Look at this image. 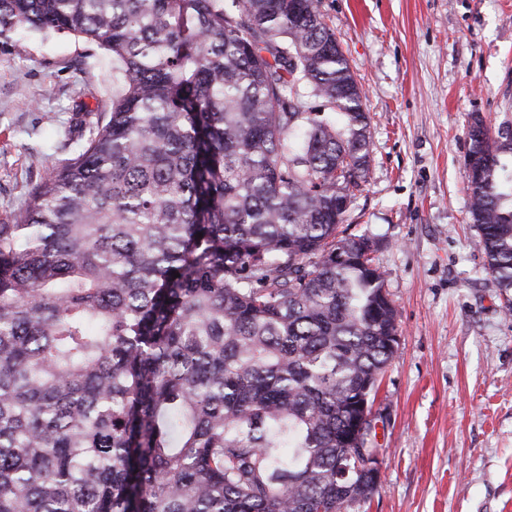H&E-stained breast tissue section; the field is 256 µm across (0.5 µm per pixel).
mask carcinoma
Listing matches in <instances>:
<instances>
[{
    "instance_id": "carcinoma-1",
    "label": "carcinoma",
    "mask_w": 512,
    "mask_h": 512,
    "mask_svg": "<svg viewBox=\"0 0 512 512\" xmlns=\"http://www.w3.org/2000/svg\"><path fill=\"white\" fill-rule=\"evenodd\" d=\"M20 30L98 45L114 91L0 224V512L361 508L398 325L343 229L371 118L317 0H0ZM467 136L511 311L512 136Z\"/></svg>"
}]
</instances>
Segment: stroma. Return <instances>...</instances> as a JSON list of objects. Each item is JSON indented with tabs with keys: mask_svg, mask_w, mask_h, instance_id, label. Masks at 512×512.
Instances as JSON below:
<instances>
[{
	"mask_svg": "<svg viewBox=\"0 0 512 512\" xmlns=\"http://www.w3.org/2000/svg\"><path fill=\"white\" fill-rule=\"evenodd\" d=\"M364 95L372 160L349 213L400 342L374 403L366 512H512V313L486 275L464 184L467 127L512 134V0H318ZM112 104V58L71 35L0 37V222ZM374 432V428H372L371 423H368L367 431L365 434V438L361 441V447L358 448L359 452H361V455L364 458V461L362 462L365 466V468L369 471H371V474L373 475L376 484L380 485L382 480V462H381V454L377 456H367L364 449L366 448L368 452H376L378 453L382 448H377L376 445L373 444L372 434ZM376 434L374 432L373 437H375Z\"/></svg>",
	"mask_w": 512,
	"mask_h": 512,
	"instance_id": "35a3bbf8",
	"label": "stroma"
}]
</instances>
